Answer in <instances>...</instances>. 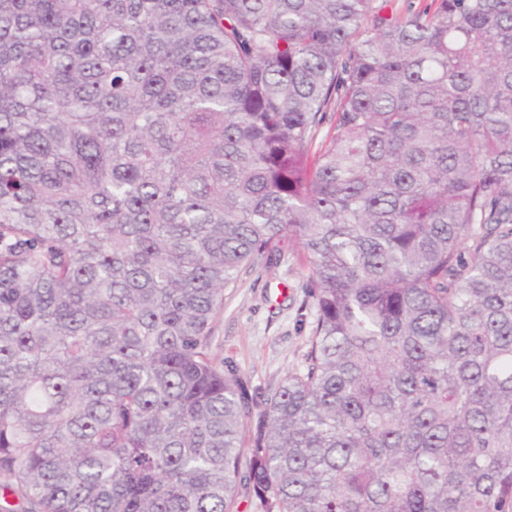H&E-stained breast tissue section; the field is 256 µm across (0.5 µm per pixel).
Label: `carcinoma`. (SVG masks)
Listing matches in <instances>:
<instances>
[{
  "instance_id": "carcinoma-1",
  "label": "carcinoma",
  "mask_w": 512,
  "mask_h": 512,
  "mask_svg": "<svg viewBox=\"0 0 512 512\" xmlns=\"http://www.w3.org/2000/svg\"><path fill=\"white\" fill-rule=\"evenodd\" d=\"M286 240L315 314L257 413L214 328ZM0 476L512 512V0H0Z\"/></svg>"
}]
</instances>
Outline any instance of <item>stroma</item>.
<instances>
[{
    "label": "stroma",
    "mask_w": 512,
    "mask_h": 512,
    "mask_svg": "<svg viewBox=\"0 0 512 512\" xmlns=\"http://www.w3.org/2000/svg\"><path fill=\"white\" fill-rule=\"evenodd\" d=\"M281 249L278 264H255L225 290L215 324L214 353L267 393L300 367L313 319L309 268L293 243Z\"/></svg>",
    "instance_id": "stroma-1"
}]
</instances>
